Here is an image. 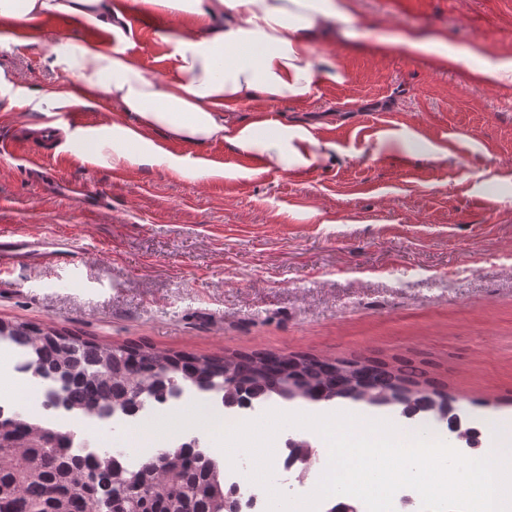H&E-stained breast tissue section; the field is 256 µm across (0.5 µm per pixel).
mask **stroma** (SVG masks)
Returning <instances> with one entry per match:
<instances>
[{"label": "stroma", "instance_id": "obj_1", "mask_svg": "<svg viewBox=\"0 0 512 512\" xmlns=\"http://www.w3.org/2000/svg\"><path fill=\"white\" fill-rule=\"evenodd\" d=\"M360 45L321 43L345 79L270 117L300 121L336 157L299 174L248 166L222 141H162L190 179L158 165L69 151L68 129L30 156L0 155V237L71 247L68 265L0 275V318L112 344L221 355L271 351L412 361L468 414L512 425V87L467 82L389 39L440 33L512 56V0H352ZM127 52L148 75L169 67L176 16L155 13ZM0 65L20 95L70 84L50 69L76 42L110 35L60 17L13 32ZM411 132L453 161L370 158L379 132Z\"/></svg>", "mask_w": 512, "mask_h": 512}]
</instances>
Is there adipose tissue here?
I'll list each match as a JSON object with an SVG mask.
<instances>
[{"instance_id": "1", "label": "adipose tissue", "mask_w": 512, "mask_h": 512, "mask_svg": "<svg viewBox=\"0 0 512 512\" xmlns=\"http://www.w3.org/2000/svg\"><path fill=\"white\" fill-rule=\"evenodd\" d=\"M143 11L178 10L182 23L170 40V72L148 76L126 52L132 34L119 0H0V49L20 24L69 16L109 32L115 47L92 42L55 54L52 66L72 78L68 91L55 94L56 106L92 105L107 99L124 123L90 129L83 136L87 154L112 145V162L163 165L184 176L207 178L214 171L191 166L161 149L154 134L174 142L204 146L221 140L258 156L267 168L296 172L324 163L335 143L318 139L310 126L269 118L266 103L302 102L318 86L340 83L343 69L316 53L327 30L337 42H357L364 18L348 0H139ZM391 52L422 56L435 68L465 67L468 77L487 86H512V57L483 56L459 49L446 37L408 32L388 43ZM242 102L256 112L231 125L227 113Z\"/></svg>"}]
</instances>
